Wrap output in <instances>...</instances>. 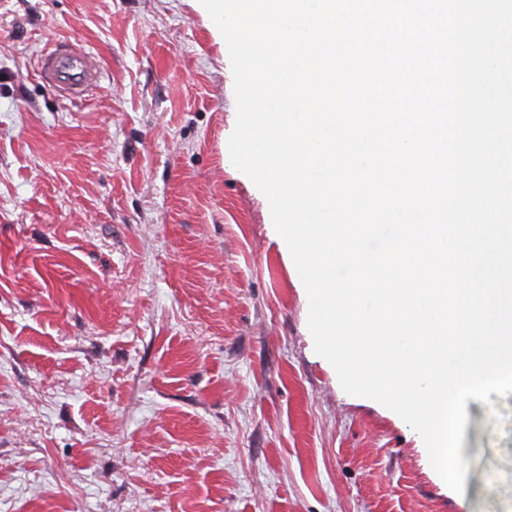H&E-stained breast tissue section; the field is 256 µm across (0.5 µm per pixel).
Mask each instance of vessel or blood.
Listing matches in <instances>:
<instances>
[{"label":"vessel or blood","mask_w":512,"mask_h":512,"mask_svg":"<svg viewBox=\"0 0 512 512\" xmlns=\"http://www.w3.org/2000/svg\"><path fill=\"white\" fill-rule=\"evenodd\" d=\"M97 72L94 54L70 44L46 52L39 63V73L45 84L65 97L84 92Z\"/></svg>","instance_id":"1"}]
</instances>
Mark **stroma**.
I'll return each instance as SVG.
<instances>
[{
	"label": "stroma",
	"instance_id": "obj_1",
	"mask_svg": "<svg viewBox=\"0 0 512 512\" xmlns=\"http://www.w3.org/2000/svg\"><path fill=\"white\" fill-rule=\"evenodd\" d=\"M233 84L191 0H0V512H512V393L458 494L318 359ZM97 72L94 54L70 44L46 52L39 63V73L45 84L65 97L84 92Z\"/></svg>",
	"mask_w": 512,
	"mask_h": 512
}]
</instances>
